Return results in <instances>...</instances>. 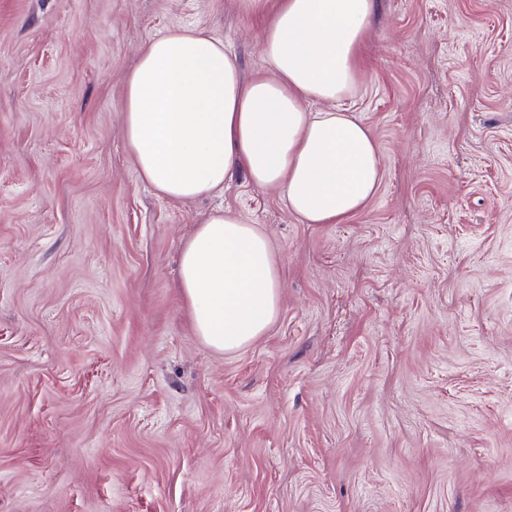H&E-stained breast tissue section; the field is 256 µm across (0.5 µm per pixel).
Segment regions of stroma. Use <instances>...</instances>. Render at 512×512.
<instances>
[{
  "instance_id": "obj_1",
  "label": "stroma",
  "mask_w": 512,
  "mask_h": 512,
  "mask_svg": "<svg viewBox=\"0 0 512 512\" xmlns=\"http://www.w3.org/2000/svg\"><path fill=\"white\" fill-rule=\"evenodd\" d=\"M185 27L267 70L237 0H0V512H512V0H376L340 224L142 180L125 77ZM219 208L282 280L226 354L179 290Z\"/></svg>"
}]
</instances>
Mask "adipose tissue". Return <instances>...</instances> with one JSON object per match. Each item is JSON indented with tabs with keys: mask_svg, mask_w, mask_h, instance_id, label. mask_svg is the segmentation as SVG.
<instances>
[{
	"mask_svg": "<svg viewBox=\"0 0 512 512\" xmlns=\"http://www.w3.org/2000/svg\"><path fill=\"white\" fill-rule=\"evenodd\" d=\"M266 14L267 71L242 80L224 43L178 28L144 45L125 85L123 136L141 178L161 195L223 193L235 174L279 191L307 224H339L375 194L382 168L369 128L343 108L363 76L360 47L376 0H238ZM197 336L241 350L280 312L281 274L255 225L216 209L179 258Z\"/></svg>",
	"mask_w": 512,
	"mask_h": 512,
	"instance_id": "adipose-tissue-1",
	"label": "adipose tissue"
}]
</instances>
